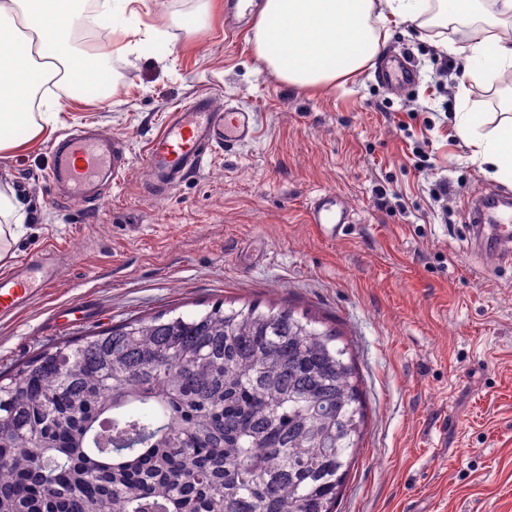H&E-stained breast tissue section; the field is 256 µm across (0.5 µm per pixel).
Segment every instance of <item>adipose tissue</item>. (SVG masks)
<instances>
[{"label":"adipose tissue","instance_id":"adipose-tissue-1","mask_svg":"<svg viewBox=\"0 0 512 512\" xmlns=\"http://www.w3.org/2000/svg\"><path fill=\"white\" fill-rule=\"evenodd\" d=\"M0 0V153L20 152L53 138L59 102L49 87L86 102L111 96L112 39L132 31L133 0ZM397 17L425 28L473 23L478 34L452 48L471 78L488 80L512 67V0H265L251 43L257 57L288 85L324 91L355 79L380 56ZM91 24L111 35L93 50L75 46V29ZM505 110L483 131V115H456L459 137L490 177L512 183V87L501 89Z\"/></svg>","mask_w":512,"mask_h":512}]
</instances>
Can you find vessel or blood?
Here are the masks:
<instances>
[{
	"label": "vessel or blood",
	"instance_id": "obj_1",
	"mask_svg": "<svg viewBox=\"0 0 512 512\" xmlns=\"http://www.w3.org/2000/svg\"><path fill=\"white\" fill-rule=\"evenodd\" d=\"M381 81L408 85L413 72L405 61H390L379 72ZM253 115L233 105L217 108L213 98L201 94L176 108L162 131L148 143L144 188L148 195L166 194L176 183L200 172L216 150L253 140ZM125 143L85 129L71 133L51 150L47 178L54 191L66 199L83 201L103 177L120 180L126 168ZM308 223L331 238L344 235L351 222L349 210L335 193L327 191L309 206ZM492 238L500 254L512 252V216L495 219ZM59 277L58 262L41 256L15 263L0 274V317L31 306Z\"/></svg>",
	"mask_w": 512,
	"mask_h": 512
}]
</instances>
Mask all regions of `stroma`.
Returning <instances> with one entry per match:
<instances>
[{"instance_id": "stroma-1", "label": "stroma", "mask_w": 512, "mask_h": 512, "mask_svg": "<svg viewBox=\"0 0 512 512\" xmlns=\"http://www.w3.org/2000/svg\"><path fill=\"white\" fill-rule=\"evenodd\" d=\"M204 0H137L153 54L114 56L112 98L60 96L57 138L76 126L122 138L123 178L98 202L54 200L50 143L0 156L28 220L0 272L60 254L57 284L0 318V372L94 327L216 302L291 306L348 342L365 422L337 512H512V260L472 240L468 204L512 195L456 132L458 111L501 112L442 33L391 25L383 59L406 58L413 85L368 68L313 94L280 80L248 32L228 33ZM467 84L466 102L457 99ZM254 114L257 136L219 152L167 195L143 190V157L169 112L200 94ZM334 191L353 221L328 239L307 222ZM85 301L86 320L54 318Z\"/></svg>"}]
</instances>
